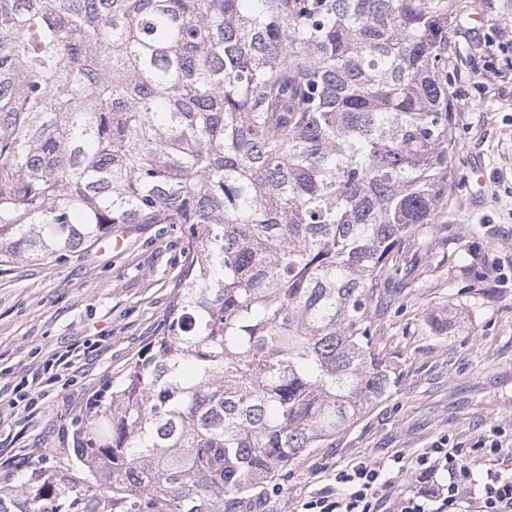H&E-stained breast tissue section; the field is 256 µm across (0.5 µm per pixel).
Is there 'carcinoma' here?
I'll use <instances>...</instances> for the list:
<instances>
[{
  "label": "carcinoma",
  "instance_id": "cac0c4a2",
  "mask_svg": "<svg viewBox=\"0 0 512 512\" xmlns=\"http://www.w3.org/2000/svg\"><path fill=\"white\" fill-rule=\"evenodd\" d=\"M462 0H0V264L184 224L157 333L0 512H238L399 381Z\"/></svg>",
  "mask_w": 512,
  "mask_h": 512
}]
</instances>
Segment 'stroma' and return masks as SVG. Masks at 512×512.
<instances>
[{"instance_id":"35a3bbf8","label":"stroma","mask_w":512,"mask_h":512,"mask_svg":"<svg viewBox=\"0 0 512 512\" xmlns=\"http://www.w3.org/2000/svg\"><path fill=\"white\" fill-rule=\"evenodd\" d=\"M450 40L459 175L442 229L408 248L414 287L374 324L399 382L327 447L280 470L253 512H293L354 459L410 460L443 435L464 449L495 429L512 439V0H473ZM183 247L179 225L135 224L119 255L93 247L0 266V383L106 337L32 412L0 402V445L27 451L24 474L43 465L34 449L67 447L88 399L155 334L178 289ZM475 266L486 278L473 276ZM428 315L447 332L426 329Z\"/></svg>"}]
</instances>
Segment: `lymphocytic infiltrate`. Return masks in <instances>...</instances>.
<instances>
[{
    "label": "lymphocytic infiltrate",
    "mask_w": 512,
    "mask_h": 512,
    "mask_svg": "<svg viewBox=\"0 0 512 512\" xmlns=\"http://www.w3.org/2000/svg\"><path fill=\"white\" fill-rule=\"evenodd\" d=\"M397 471L416 472L418 487L396 489ZM297 512H512V472L475 475L466 453L442 436L407 463L348 462Z\"/></svg>",
    "instance_id": "lymphocytic-infiltrate-1"
}]
</instances>
